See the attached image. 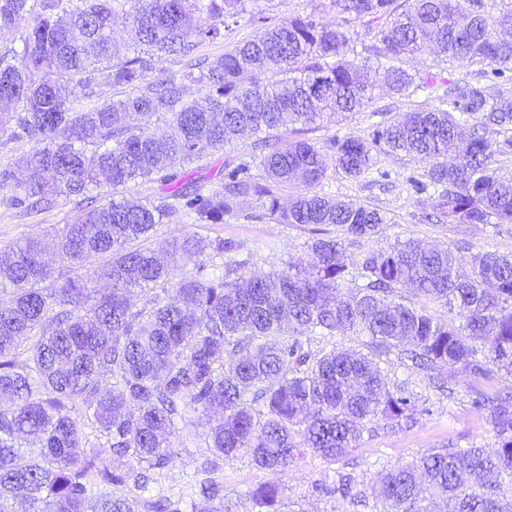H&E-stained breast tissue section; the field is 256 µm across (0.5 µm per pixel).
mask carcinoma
Returning <instances> with one entry per match:
<instances>
[{
	"label": "carcinoma",
	"mask_w": 512,
	"mask_h": 512,
	"mask_svg": "<svg viewBox=\"0 0 512 512\" xmlns=\"http://www.w3.org/2000/svg\"><path fill=\"white\" fill-rule=\"evenodd\" d=\"M331 6L340 17L334 25L310 13L270 26L247 13L245 0H40L37 11L32 0H0V31L31 21L19 48L0 57V91L11 96L0 132L31 145L21 172L0 168V189L10 191L4 202L35 211L71 197L87 201L75 222L55 230L57 261L74 272L61 287H39L52 274L41 237L0 246V512H15L19 501L28 512H85L93 496L101 512H197L181 499L140 496L147 472L174 458L178 424L197 425L196 414L220 415L204 430L217 457L245 455L274 474L304 448L340 461L367 425L414 415V393L390 388L381 367L396 349L450 395L452 369L474 380L512 378V254L478 252L463 268L451 249L407 239L350 263L346 244L367 245L390 218L316 191L330 164L357 181L380 157L404 154L425 168L407 183L417 196L433 192L426 220L512 224V173L495 166V157L512 155V95L482 85L512 83V7L494 12L488 0ZM118 12L129 36L122 56L112 44ZM245 13L256 27L252 38L188 64L179 80L149 78L165 57L193 58L200 43L224 37L226 17ZM356 22L371 43L353 38ZM428 46L441 62L480 66L479 80L411 73L407 65ZM363 53L391 93L440 89L438 106L384 119L362 135L334 134L320 146L306 134L373 102V87L358 75ZM95 72L132 92L100 103ZM186 79L201 86L207 107L188 98ZM64 86L73 92L61 95ZM132 113L140 116L136 127L126 124ZM160 118L168 131L159 137L151 127ZM466 125L467 147L450 164ZM245 130L257 138L224 164L220 187L173 166L176 158L201 161ZM103 179L114 194L131 182L156 183L159 196L99 204L91 191ZM297 181L305 188L283 206L282 191ZM249 196L279 224L333 225L343 238H317L286 268L240 280L231 275L253 265V255L233 241L182 235L148 245L165 218L222 224ZM211 254L227 257L225 274L208 271ZM405 285L446 313L400 302ZM135 288L155 294L137 308ZM285 324L293 332L286 340ZM338 332L366 337L367 352L305 348L313 336ZM470 392L475 408H489L494 445L433 450L387 470L374 489L381 512H504L512 396L493 401L475 385ZM80 403L107 448L128 458L125 466L104 467L103 449L87 447L71 415ZM115 488L127 492L117 496ZM281 494L278 481L258 484L247 491L251 512H279ZM200 496L209 512H224V483L204 479Z\"/></svg>",
	"instance_id": "carcinoma-1"
}]
</instances>
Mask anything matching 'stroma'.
<instances>
[{"label":"stroma","instance_id":"obj_1","mask_svg":"<svg viewBox=\"0 0 512 512\" xmlns=\"http://www.w3.org/2000/svg\"><path fill=\"white\" fill-rule=\"evenodd\" d=\"M246 7L260 11L271 24L277 25L296 14H315L320 21L334 22L336 13L329 7V0H247ZM434 94L422 92L407 98L377 89L370 110L350 112L339 116L329 129L315 131V139L328 134L344 136L360 134L375 123L377 113H387L389 118H400L415 106L433 107ZM252 141L251 135H243L225 146L224 150L208 158L186 165L191 177L201 178L210 185H218L225 162L231 161ZM379 167L388 171L385 184H369L352 181L341 172L328 169L319 186L320 192L345 201L377 208L391 217L392 222L375 240V247H384L398 239L412 238L431 247H451L460 263H468L473 254L480 251H496L512 254V224L489 226L486 224H426L421 220L430 210L428 197H415L406 182L408 176L421 174L423 167L405 157L382 158ZM5 194L0 191V245L4 246L27 236L49 234L62 225L73 222L81 214L79 199L60 201L53 208L28 213L8 207ZM185 233L215 240H232L241 244L243 251L253 253L258 269L270 271L285 268L289 257L305 254L315 234L308 225L279 224L267 218L260 201L249 197L240 200L236 214L221 224H184L178 219L157 225L155 241ZM384 371L389 383L410 381L417 392L419 403L425 406V414L414 421L396 426L377 421L370 424L349 455L336 463L321 459L312 449H305L281 474L284 512H363L362 507L338 495L317 492L318 484L332 483L337 472L351 474L354 491L369 492L372 483L385 468L418 460L430 450L448 446L465 448L471 444L493 445L495 434L487 411L473 407L464 386H457L454 395L442 394L429 385L425 372L407 369L399 355H391ZM202 427H185L174 440L175 459L162 470L158 481L152 484L150 495L165 494L193 498L200 480L202 465L209 454L202 437ZM224 484V505L229 512H245L246 493L259 483L270 480L268 471L254 466L248 457L241 456L221 461L215 473Z\"/></svg>","mask_w":512,"mask_h":512}]
</instances>
